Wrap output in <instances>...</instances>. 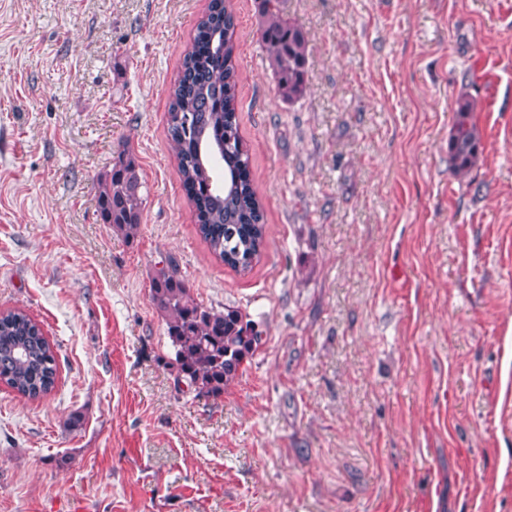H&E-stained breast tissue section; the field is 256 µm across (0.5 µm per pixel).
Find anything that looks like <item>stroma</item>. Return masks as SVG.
<instances>
[{
	"label": "stroma",
	"instance_id": "stroma-1",
	"mask_svg": "<svg viewBox=\"0 0 512 512\" xmlns=\"http://www.w3.org/2000/svg\"><path fill=\"white\" fill-rule=\"evenodd\" d=\"M207 5L0 0V311L58 363L44 397L0 383V512H512V0H285L289 103L260 0H232L266 224L244 274L199 236L167 132ZM463 93L482 155L460 180ZM124 146L131 240L97 203ZM168 257L263 333L220 398L177 380L150 296ZM284 0H262V43L277 79V93L292 102L307 90V42L303 31L284 12ZM476 110L477 102L467 94L457 98L448 153L453 175L460 180L469 174L479 160L480 135L474 121Z\"/></svg>",
	"mask_w": 512,
	"mask_h": 512
}]
</instances>
